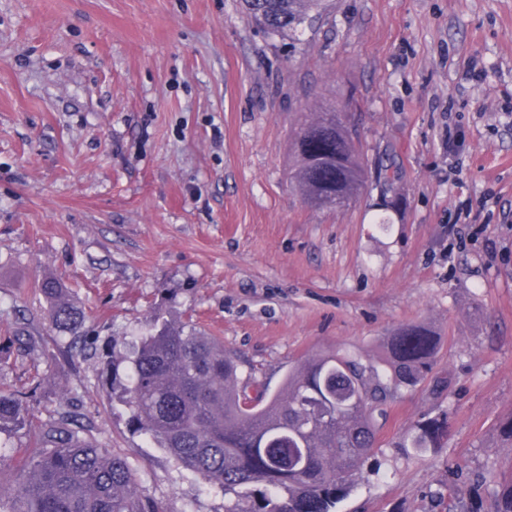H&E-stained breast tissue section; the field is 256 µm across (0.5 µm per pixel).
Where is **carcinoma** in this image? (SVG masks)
<instances>
[{
    "label": "carcinoma",
    "instance_id": "1",
    "mask_svg": "<svg viewBox=\"0 0 512 512\" xmlns=\"http://www.w3.org/2000/svg\"><path fill=\"white\" fill-rule=\"evenodd\" d=\"M246 19L291 38L322 17L325 0H241ZM292 182L316 209L350 205L365 183L347 116L323 108L296 133ZM61 338L81 339L85 314L56 280L39 285ZM437 336L406 326L390 337L385 358L363 364L324 353L288 370L272 394L248 395L224 344L196 326L155 317L133 344L125 392L138 429L189 473L219 486L224 512H335L378 447L377 404L415 387L432 369ZM32 416L20 395L0 386V431ZM69 413L42 425L36 451L15 485L0 489L11 512H160L135 488L120 454L65 428ZM445 418L416 424L404 442L423 452L440 446ZM493 512H512V464L490 473ZM262 487L258 496L253 488Z\"/></svg>",
    "mask_w": 512,
    "mask_h": 512
}]
</instances>
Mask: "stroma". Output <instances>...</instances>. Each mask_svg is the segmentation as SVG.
I'll return each instance as SVG.
<instances>
[{
  "mask_svg": "<svg viewBox=\"0 0 512 512\" xmlns=\"http://www.w3.org/2000/svg\"><path fill=\"white\" fill-rule=\"evenodd\" d=\"M324 103L348 110L369 174L337 211L289 179ZM44 277L83 310L85 354L51 327ZM158 312L272 392L317 354L376 361L400 328L431 329L433 369L378 407L337 512H448L456 469L468 512H491L484 476L512 458V0H327L297 39L239 0H0V383L35 415L0 434V486L65 410L162 512H224L126 403ZM441 414L439 448L402 447Z\"/></svg>",
  "mask_w": 512,
  "mask_h": 512,
  "instance_id": "35a3bbf8",
  "label": "stroma"
}]
</instances>
